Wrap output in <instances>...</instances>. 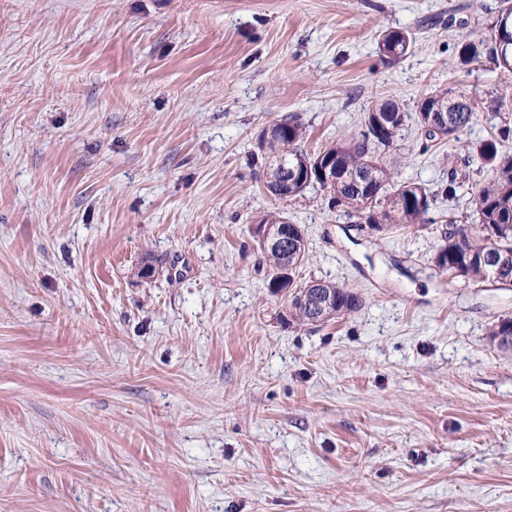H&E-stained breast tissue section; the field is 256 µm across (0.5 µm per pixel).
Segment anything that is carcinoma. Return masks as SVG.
<instances>
[{
  "instance_id": "obj_1",
  "label": "carcinoma",
  "mask_w": 512,
  "mask_h": 512,
  "mask_svg": "<svg viewBox=\"0 0 512 512\" xmlns=\"http://www.w3.org/2000/svg\"><path fill=\"white\" fill-rule=\"evenodd\" d=\"M493 29L501 31L500 39L466 42L458 58L470 64L487 56L497 66L512 63V0H500ZM412 47V39L401 30H387L380 35L379 51L392 58H402ZM475 99L446 89L437 91L417 106L415 120L425 136L458 139L477 112ZM409 115L393 100L375 103L365 113L364 126L358 135L340 138L315 154L307 153L302 144L306 128L295 116L274 122L272 134L258 144L262 154L269 192L279 196L280 183L288 179V196L303 194L310 186H319L328 206L356 217L378 230L389 227L409 228L431 221L433 199L426 188L395 178L397 160L385 155L403 129ZM481 163L492 169V177L471 185V198L476 223L459 224L448 220L443 244L434 256L436 266L466 282H483L487 259L493 253L510 255L500 276L512 280V156L499 154L494 140L484 142L477 150ZM330 166L336 179L326 182L317 177V166ZM288 251L262 250L263 262L272 271L271 288L288 293V322L298 325H324L355 312L359 297L333 283L336 303L320 315L311 313L304 293L309 282L294 284L293 271L308 260L307 241Z\"/></svg>"
}]
</instances>
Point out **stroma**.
<instances>
[{
    "instance_id": "obj_1",
    "label": "stroma",
    "mask_w": 512,
    "mask_h": 512,
    "mask_svg": "<svg viewBox=\"0 0 512 512\" xmlns=\"http://www.w3.org/2000/svg\"><path fill=\"white\" fill-rule=\"evenodd\" d=\"M499 0H0V512H512V286L439 272L452 170L501 139L512 74L458 48ZM414 37L380 55L379 35ZM450 88L459 139L413 119ZM431 223L370 231L319 188L279 198L257 139L315 153L377 101ZM275 211L295 282L361 308L287 324L250 236ZM151 275H142L145 265ZM379 51L392 59L402 58L412 47V39L401 30L384 31L379 38ZM477 108L475 99L444 89L422 99L414 119L428 138L456 140L457 134L472 121Z\"/></svg>"
}]
</instances>
